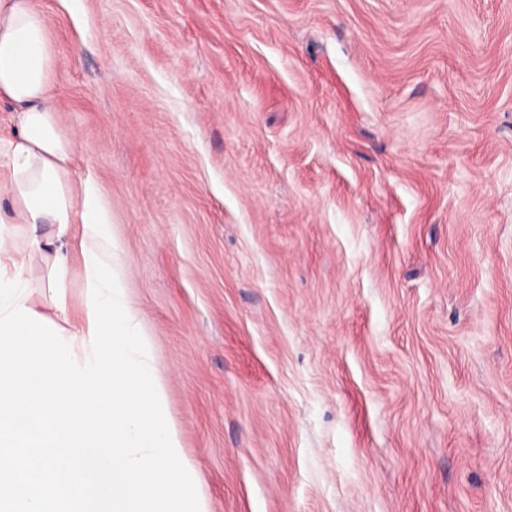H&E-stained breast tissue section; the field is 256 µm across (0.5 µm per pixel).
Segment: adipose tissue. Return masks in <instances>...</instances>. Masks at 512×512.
<instances>
[{"label": "adipose tissue", "mask_w": 512, "mask_h": 512, "mask_svg": "<svg viewBox=\"0 0 512 512\" xmlns=\"http://www.w3.org/2000/svg\"><path fill=\"white\" fill-rule=\"evenodd\" d=\"M48 29L35 0H0V101L18 114L16 135L0 147L7 158L0 169V317L19 304L34 307L26 272L39 262L56 317L65 319L73 239L118 265L112 216L96 183L74 177L73 141L56 124L57 57Z\"/></svg>", "instance_id": "obj_1"}]
</instances>
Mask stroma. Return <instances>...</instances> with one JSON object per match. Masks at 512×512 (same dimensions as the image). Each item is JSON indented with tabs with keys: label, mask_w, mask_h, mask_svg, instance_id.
<instances>
[{
	"label": "stroma",
	"mask_w": 512,
	"mask_h": 512,
	"mask_svg": "<svg viewBox=\"0 0 512 512\" xmlns=\"http://www.w3.org/2000/svg\"><path fill=\"white\" fill-rule=\"evenodd\" d=\"M38 3L209 512H512V0Z\"/></svg>",
	"instance_id": "1"
}]
</instances>
